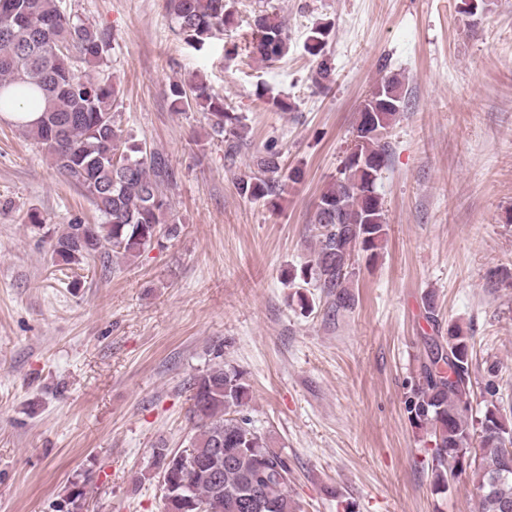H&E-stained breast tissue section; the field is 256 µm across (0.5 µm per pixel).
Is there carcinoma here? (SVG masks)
I'll return each mask as SVG.
<instances>
[{"mask_svg": "<svg viewBox=\"0 0 512 512\" xmlns=\"http://www.w3.org/2000/svg\"><path fill=\"white\" fill-rule=\"evenodd\" d=\"M166 9L178 31L202 49L233 17L232 0H166ZM254 53L262 62L288 54V37L274 14L255 17ZM329 28L317 24L304 41L316 61L315 82L328 88L335 67L325 52ZM111 34L65 16L57 0H0V113H40L32 124L14 123L40 143L58 172L80 188L101 223L75 222L63 226L51 244L53 260L80 265L110 254L136 258L162 238H175L181 225L168 222L170 201L164 188L174 173L159 153L123 138L114 104L116 81L86 78L76 63L103 62ZM175 111L196 108L212 133L225 141V152L235 150L241 137L239 117L224 107V96L203 81L172 83ZM404 102L401 82L385 79L364 100L357 118L351 153L343 159L336 178L320 195L312 219L316 245L313 256L291 279L314 284L332 311L350 306L352 259L379 257L387 235L382 197L376 182L389 161L385 134ZM375 122L368 125V112ZM258 175L237 182L240 194L278 206L288 182L301 171L281 174V153L269 147L256 159ZM426 357L410 380L404 410L416 429L430 431L433 448L431 484L448 490L449 480L471 471L479 512L512 508V420L501 413L497 366L487 368L482 387L484 410L473 414L472 337L461 327L448 328V337H424ZM192 383L190 420L194 433L190 447L203 458L224 449L222 461L205 470H191L193 501L206 512H296L288 492V459L270 449L241 414L249 399L242 372L224 365V351ZM479 454L471 456V448Z\"/></svg>", "mask_w": 512, "mask_h": 512, "instance_id": "1", "label": "carcinoma"}]
</instances>
